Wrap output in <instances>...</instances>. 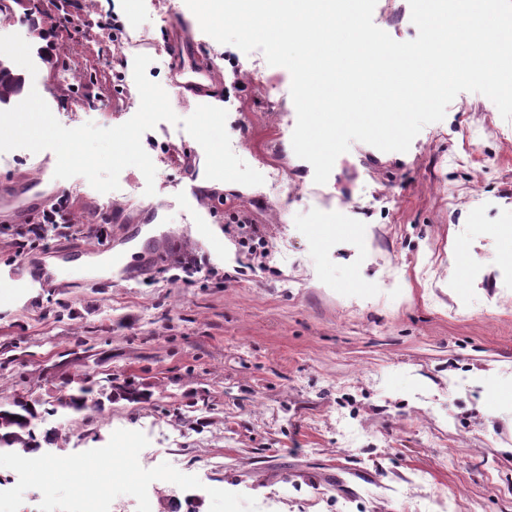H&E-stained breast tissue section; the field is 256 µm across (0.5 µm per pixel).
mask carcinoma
I'll list each match as a JSON object with an SVG mask.
<instances>
[{
    "label": "carcinoma",
    "mask_w": 512,
    "mask_h": 512,
    "mask_svg": "<svg viewBox=\"0 0 512 512\" xmlns=\"http://www.w3.org/2000/svg\"><path fill=\"white\" fill-rule=\"evenodd\" d=\"M22 78L13 73L7 63L0 59V102L10 100L20 91ZM118 395L135 402H146L151 396L147 390L132 383L116 387ZM93 389L79 381V386L55 399L52 408L39 412L38 402H29L22 397L7 403H0V448L15 449L22 452L34 451L40 447L36 437L30 432L28 422L41 417V414L54 415L58 411L81 412L86 409V402L91 400Z\"/></svg>",
    "instance_id": "1"
}]
</instances>
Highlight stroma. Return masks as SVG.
Instances as JSON below:
<instances>
[{
	"label": "stroma",
	"instance_id": "35a3bbf8",
	"mask_svg": "<svg viewBox=\"0 0 512 512\" xmlns=\"http://www.w3.org/2000/svg\"><path fill=\"white\" fill-rule=\"evenodd\" d=\"M73 2L92 22L118 16L124 45L94 25L78 43H46L24 13L63 30L62 11L14 0L0 15V59L22 79L11 104L34 89L64 127L118 126L140 96L133 77L113 82L109 62L145 54L179 117L227 110L234 153L264 182L207 179L203 148L166 121L141 138L151 196L132 166L101 193L55 178L53 151L0 153V194L44 178L48 195L73 196L74 224L99 225L115 251L155 224L171 237L167 258L129 254L128 277L63 269L0 300V403L51 401L86 380L102 417L60 412L35 434L55 429L47 451L67 456L143 432V468L167 462L202 483L174 489L161 512H209L211 488L253 496L260 512H512V120L460 93L407 152L352 142L319 185L292 148L286 68L218 43L185 0ZM373 21L397 41L417 35L408 0H377ZM187 37L211 66L203 95L172 84L166 47ZM86 71L97 98L70 90ZM242 212L267 258L244 244ZM36 218L0 209V270L53 261L58 241L16 235ZM201 222L219 225L223 253L198 244ZM183 257L204 270L185 271ZM126 380L149 402L110 398Z\"/></svg>",
	"mask_w": 512,
	"mask_h": 512
}]
</instances>
